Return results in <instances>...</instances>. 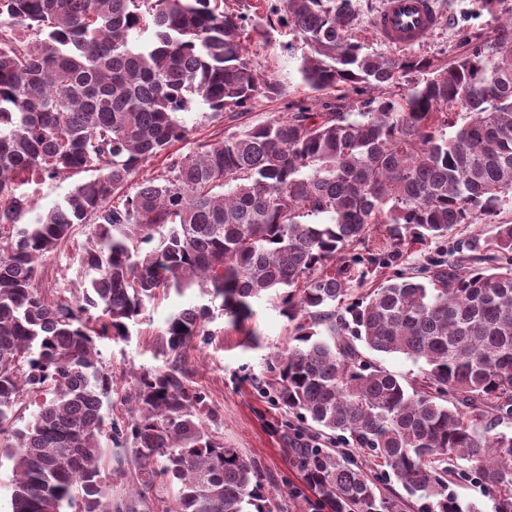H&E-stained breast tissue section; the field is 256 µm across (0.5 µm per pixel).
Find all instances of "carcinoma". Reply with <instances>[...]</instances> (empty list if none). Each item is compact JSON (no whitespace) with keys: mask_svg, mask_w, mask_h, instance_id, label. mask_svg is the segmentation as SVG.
<instances>
[{"mask_svg":"<svg viewBox=\"0 0 512 512\" xmlns=\"http://www.w3.org/2000/svg\"><path fill=\"white\" fill-rule=\"evenodd\" d=\"M484 38L460 31L445 63L378 55L352 40V0H285L280 23L306 51L310 90L353 100L287 106L169 154L190 140L193 100L237 117L283 95L246 55L245 26L224 0H0V452L12 462L11 512H273L257 465L203 421L182 349L205 335L206 305L173 315L163 365L134 375L122 422L95 338L129 334L159 294L194 286L240 327L273 292L293 344L258 381L313 435L284 434L315 512H481L448 493L476 476L493 512H512V5ZM150 32L139 45L133 34ZM410 76L399 98L385 90ZM462 117V124L451 116ZM454 127V135L445 129ZM87 173L64 200L23 219L35 179ZM494 225L459 258L368 276L406 240H445ZM79 224L82 297L48 302L39 264ZM373 224L387 243L359 252ZM100 312L92 322L90 310ZM424 360L417 388L369 354ZM33 410L27 421L21 406ZM344 436L392 471L387 494L346 454ZM133 466L114 499L102 488V440Z\"/></svg>","mask_w":512,"mask_h":512,"instance_id":"cac0c4a2","label":"carcinoma"}]
</instances>
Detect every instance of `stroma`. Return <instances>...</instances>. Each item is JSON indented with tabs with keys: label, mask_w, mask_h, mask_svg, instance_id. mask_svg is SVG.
<instances>
[{
	"label": "stroma",
	"mask_w": 512,
	"mask_h": 512,
	"mask_svg": "<svg viewBox=\"0 0 512 512\" xmlns=\"http://www.w3.org/2000/svg\"><path fill=\"white\" fill-rule=\"evenodd\" d=\"M284 0H224L225 11L246 16V32L250 58L262 74L278 80L287 90L286 99L257 97L245 117L247 123L265 122L284 112L286 101L310 99L309 88L301 73L302 43L278 21ZM440 21L433 32L420 44L403 49L412 58L446 62L456 51L457 31L467 26L483 34H491L494 24L489 16H474L472 0H435ZM182 118L191 128V140L176 143L174 152L185 153L191 141H205L222 131L237 127L231 120L216 121L207 106L191 102ZM94 230L93 225L77 227L70 239L58 248L42 266V295L52 301L61 296L81 295V274L75 261ZM493 233L489 224H462L449 235L444 244L435 243L406 247L402 262L417 266L426 262L438 249H454L461 241H483ZM199 289L185 295L174 293L159 297L149 305L145 316L130 328L125 337L99 340L102 365L112 374L118 393H125L133 376L145 369L163 365L161 331L172 314L181 309L202 304ZM213 316L206 328L208 335L195 339L183 350L184 365L191 385L208 396L209 413L205 418L210 430L221 438L226 447L240 449L257 464L266 495L275 512H305L302 501L292 489L300 482L299 472L288 460L287 444L279 427L291 422L300 428V421L290 420L285 410L273 398L256 387L257 379L266 375L275 353L283 351L292 337L287 319L280 313L275 295H267L253 304V315L246 331L228 324L219 303H212ZM256 332L259 343L249 341L248 332Z\"/></svg>",
	"instance_id": "obj_1"
}]
</instances>
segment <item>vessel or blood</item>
<instances>
[{
  "instance_id": "1",
  "label": "vessel or blood",
  "mask_w": 512,
  "mask_h": 512,
  "mask_svg": "<svg viewBox=\"0 0 512 512\" xmlns=\"http://www.w3.org/2000/svg\"><path fill=\"white\" fill-rule=\"evenodd\" d=\"M439 20L433 0H383L373 29L382 41L404 49L421 43Z\"/></svg>"
}]
</instances>
